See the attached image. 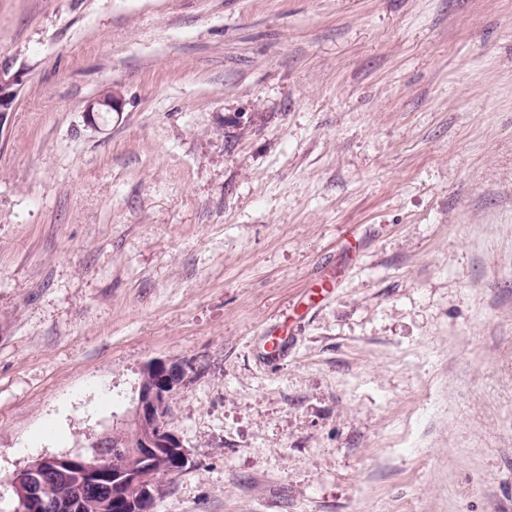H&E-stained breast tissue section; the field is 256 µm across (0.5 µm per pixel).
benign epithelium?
<instances>
[{"label":"benign epithelium","mask_w":512,"mask_h":512,"mask_svg":"<svg viewBox=\"0 0 512 512\" xmlns=\"http://www.w3.org/2000/svg\"><path fill=\"white\" fill-rule=\"evenodd\" d=\"M21 74L13 63L0 60V128L12 111L17 97ZM123 102L119 95L109 93L89 106V116L95 111L119 112ZM145 373L156 379L139 385L133 410V429L115 430L91 443L92 451L73 458L69 455L40 458L6 479L0 487L9 488L17 499V512H84L87 500H97L96 506L112 512H128L131 500H136L138 512H154L160 494L158 481L149 482L140 470L112 467V452L107 449L110 439L117 441L134 436L137 449L151 457L152 467L160 475L170 471L161 459L168 454L178 456L184 465L191 464L190 454L180 438L168 426V403L172 391L185 375L180 363H152ZM78 465L83 480H70L73 465Z\"/></svg>","instance_id":"7a95c632"}]
</instances>
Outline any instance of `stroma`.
<instances>
[{
	"label": "stroma",
	"mask_w": 512,
	"mask_h": 512,
	"mask_svg": "<svg viewBox=\"0 0 512 512\" xmlns=\"http://www.w3.org/2000/svg\"><path fill=\"white\" fill-rule=\"evenodd\" d=\"M0 59L1 477L179 362L156 512H512V0H0ZM12 69V62L0 60V131L12 111L21 84L20 72Z\"/></svg>",
	"instance_id": "1"
}]
</instances>
